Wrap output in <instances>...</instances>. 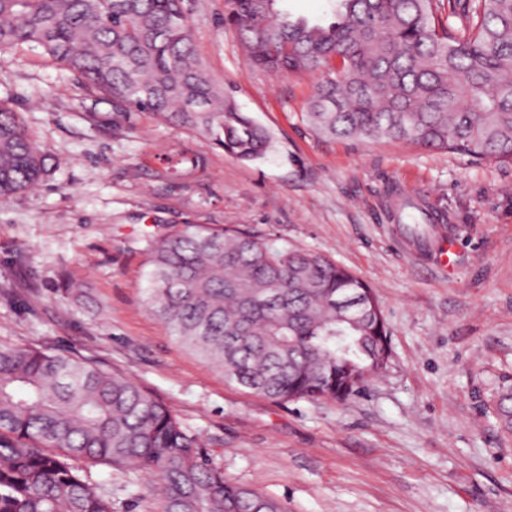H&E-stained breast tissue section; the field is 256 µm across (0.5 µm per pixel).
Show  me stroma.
Returning <instances> with one entry per match:
<instances>
[{"label":"stroma","mask_w":512,"mask_h":512,"mask_svg":"<svg viewBox=\"0 0 512 512\" xmlns=\"http://www.w3.org/2000/svg\"><path fill=\"white\" fill-rule=\"evenodd\" d=\"M208 73L273 147L242 162L87 89L41 49L0 55V100L58 160L0 202V345L94 359L165 403L212 466L288 512H512V164L398 142L324 137L301 119L319 76L252 67L225 0H185ZM422 203L430 235L392 215ZM234 226L322 254L376 293L385 372L343 404L275 403L228 384L146 307L151 240ZM77 282L80 297L60 292ZM116 512H155L148 480L99 465Z\"/></svg>","instance_id":"obj_1"}]
</instances>
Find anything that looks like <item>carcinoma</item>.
Wrapping results in <instances>:
<instances>
[{"label": "carcinoma", "mask_w": 512, "mask_h": 512, "mask_svg": "<svg viewBox=\"0 0 512 512\" xmlns=\"http://www.w3.org/2000/svg\"><path fill=\"white\" fill-rule=\"evenodd\" d=\"M247 62L320 72L302 121L330 137L395 140L512 163V0H476L458 38L433 0H335L327 25L277 0H226ZM42 49L104 98L194 132L241 161L272 139L207 73L184 0H0V53ZM57 160L0 102V201ZM148 309L224 378L273 401L343 403L387 367L390 331L369 285L317 253L188 224L156 237ZM512 387L496 401L512 432ZM161 484L158 512H288L211 465L161 401L97 361L0 345V512H114L89 469Z\"/></svg>", "instance_id": "carcinoma-1"}]
</instances>
